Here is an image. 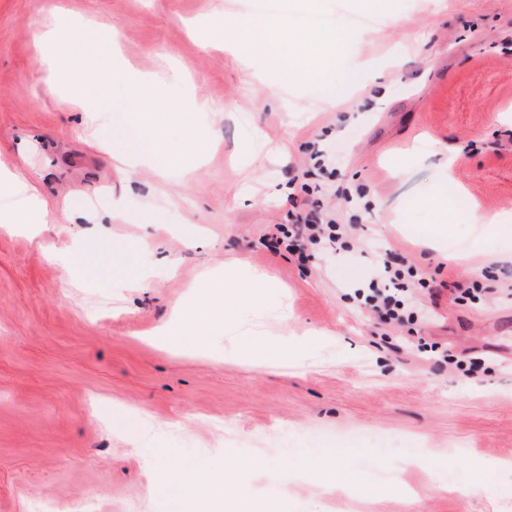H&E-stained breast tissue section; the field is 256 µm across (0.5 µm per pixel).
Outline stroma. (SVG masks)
Here are the masks:
<instances>
[{"mask_svg":"<svg viewBox=\"0 0 512 512\" xmlns=\"http://www.w3.org/2000/svg\"><path fill=\"white\" fill-rule=\"evenodd\" d=\"M277 2L322 15V30L369 35L337 56L335 77L295 82L194 35L217 15L253 13L254 0H0V161L27 176L47 219L33 239L0 227V512H30L36 496L58 512L84 499L98 512H176L156 467L226 458L240 494L280 512H315L312 468L335 473L363 512H512V234L477 247L470 219L477 207L512 225V0H373L367 12ZM60 17L118 27L124 59L181 102L174 119L142 105L179 153L165 173L101 147L107 127L136 131L125 97L92 130L66 85L46 89L34 40ZM284 130L283 155L270 136ZM319 150L332 152V176L313 173ZM306 184L351 231L348 252L303 266L265 242L295 222ZM117 203L125 220L112 218ZM146 207L165 230L138 223ZM96 223L146 287L114 281L93 256ZM438 224L448 236L418 240ZM370 244L423 273L426 319L388 325L353 301L374 277L360 254ZM66 245L73 254L49 260ZM233 265L280 288L230 305L258 329L248 343L272 358L263 369L224 358L220 326L197 348L204 274ZM451 276L478 284L477 298L456 300ZM179 309L182 349L150 344ZM284 328L329 341L286 351ZM446 354L471 371L441 364ZM118 406L147 416L140 448L110 427ZM434 473L494 495L437 492Z\"/></svg>","mask_w":512,"mask_h":512,"instance_id":"1","label":"stroma"}]
</instances>
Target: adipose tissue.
Returning a JSON list of instances; mask_svg holds the SVG:
<instances>
[{
    "instance_id": "1",
    "label": "adipose tissue",
    "mask_w": 512,
    "mask_h": 512,
    "mask_svg": "<svg viewBox=\"0 0 512 512\" xmlns=\"http://www.w3.org/2000/svg\"><path fill=\"white\" fill-rule=\"evenodd\" d=\"M77 35L89 48L88 53L81 56L72 54L69 48ZM205 36L209 39L226 38L230 48L244 58L264 52L286 67L293 78L300 80L310 75L328 77L337 54L359 38L360 33L342 26L323 36L312 34L284 13L276 17L246 15L230 23L220 19L206 26ZM36 47L42 56L46 87L52 89L65 82L77 97L85 95L87 89H94L95 95L88 102L90 111H99L101 103L110 98L113 87L117 85L148 99L155 96L150 79L124 64L114 30L87 26L76 34L65 25L38 41ZM105 139L109 152L130 167L150 159L164 166L172 159L157 127L146 118L142 119L137 136H129L125 130L113 127ZM269 286L264 274L258 271L250 272L242 281L233 273H225L223 292L213 294L198 312L199 331L225 322V303L239 288L245 287L260 294ZM162 480L165 484L181 488L184 506L189 512H274L270 503L248 505L240 495L224 492V485L237 480L233 467L229 465L207 473L202 480L187 469H167L162 473Z\"/></svg>"
}]
</instances>
